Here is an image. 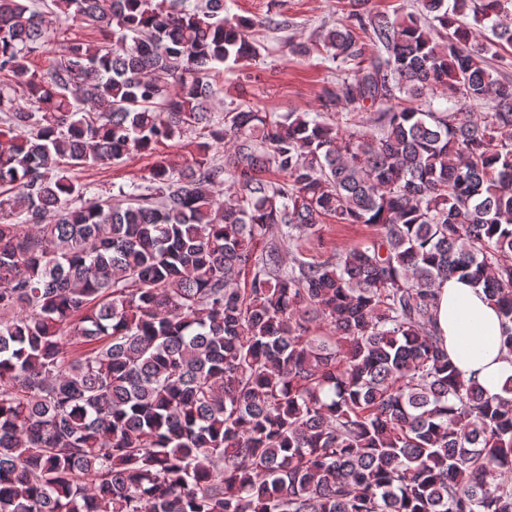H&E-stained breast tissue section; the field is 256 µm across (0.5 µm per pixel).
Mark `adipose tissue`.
<instances>
[{"label": "adipose tissue", "instance_id": "obj_1", "mask_svg": "<svg viewBox=\"0 0 512 512\" xmlns=\"http://www.w3.org/2000/svg\"><path fill=\"white\" fill-rule=\"evenodd\" d=\"M436 324L460 378L478 382L491 396L512 380V355L501 352V317L482 289L459 277L440 282Z\"/></svg>", "mask_w": 512, "mask_h": 512}]
</instances>
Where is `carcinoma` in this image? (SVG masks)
I'll use <instances>...</instances> for the list:
<instances>
[{"mask_svg": "<svg viewBox=\"0 0 512 512\" xmlns=\"http://www.w3.org/2000/svg\"><path fill=\"white\" fill-rule=\"evenodd\" d=\"M367 2L289 44L354 64L322 111L216 122L224 0H0V512H512V382L434 318L467 278L512 354V0ZM189 132L125 208L71 176ZM328 221L376 234L306 257ZM367 6L373 12H386L393 18L396 14L417 13L420 0H369Z\"/></svg>", "mask_w": 512, "mask_h": 512, "instance_id": "1", "label": "carcinoma"}]
</instances>
